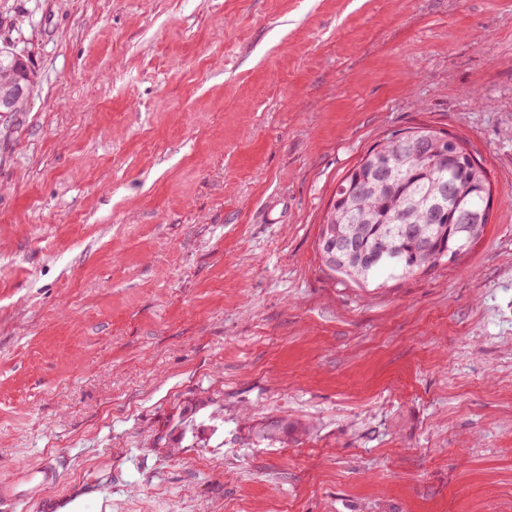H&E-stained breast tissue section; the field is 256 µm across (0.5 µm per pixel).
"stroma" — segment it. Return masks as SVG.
Masks as SVG:
<instances>
[{
	"mask_svg": "<svg viewBox=\"0 0 512 512\" xmlns=\"http://www.w3.org/2000/svg\"><path fill=\"white\" fill-rule=\"evenodd\" d=\"M0 479L54 512H512V0H14ZM462 139L483 236L355 284L318 250L391 132ZM7 14V10L4 13L2 10L0 11V71H4L2 74L0 73L1 115H5L3 112H9L19 105L24 97L23 87L26 93L25 98L28 100L37 78V71L32 59L12 44L8 38L2 39L3 30L12 27V19ZM7 71L24 72V79L21 82L23 87L20 79L15 75L5 73ZM25 105L26 103L20 104L15 112L25 111ZM59 471L48 463L24 469L0 482V507L36 500L44 489L59 482Z\"/></svg>",
	"mask_w": 512,
	"mask_h": 512,
	"instance_id": "1",
	"label": "stroma"
}]
</instances>
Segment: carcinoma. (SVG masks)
Here are the masks:
<instances>
[{
  "label": "carcinoma",
  "instance_id": "carcinoma-1",
  "mask_svg": "<svg viewBox=\"0 0 512 512\" xmlns=\"http://www.w3.org/2000/svg\"><path fill=\"white\" fill-rule=\"evenodd\" d=\"M0 71L23 72L22 85L25 93L31 94L37 78L35 65L6 37L0 38ZM399 150L390 135L367 150L340 179L324 216L326 225L334 224L348 233L360 232L365 251L384 241L388 252L373 264L356 265L341 255L331 263L328 257L333 243L323 230L318 249L333 272L363 283L382 273L391 278L425 273L454 261L483 234L489 220L490 210L486 206L492 190L480 159L452 136L435 142L425 155H412L400 161ZM386 159L400 162L401 173L390 187L377 189V169ZM450 172L455 174L456 197L461 204L480 212L474 224L447 222L431 226L426 210L413 208L415 198L435 194L442 177ZM406 224L431 227L432 245L427 253L419 251L415 237L399 233V228Z\"/></svg>",
  "mask_w": 512,
  "mask_h": 512
}]
</instances>
